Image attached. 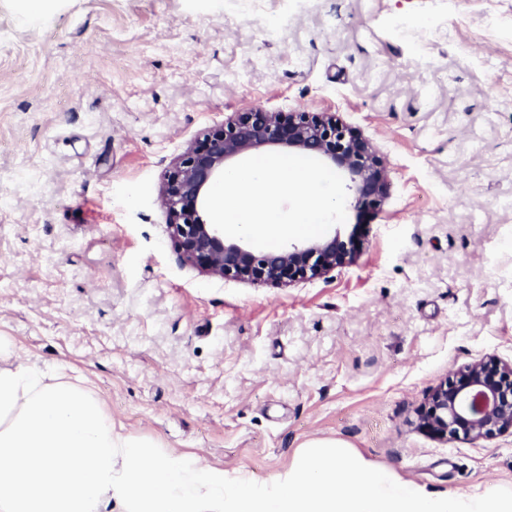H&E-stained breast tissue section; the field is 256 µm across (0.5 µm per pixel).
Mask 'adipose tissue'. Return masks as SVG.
Masks as SVG:
<instances>
[{
    "mask_svg": "<svg viewBox=\"0 0 512 512\" xmlns=\"http://www.w3.org/2000/svg\"><path fill=\"white\" fill-rule=\"evenodd\" d=\"M0 512H512V488L430 491L340 439L257 482L116 429L87 379L0 342Z\"/></svg>",
    "mask_w": 512,
    "mask_h": 512,
    "instance_id": "ef3b65f1",
    "label": "adipose tissue"
}]
</instances>
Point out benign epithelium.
<instances>
[{
    "mask_svg": "<svg viewBox=\"0 0 512 512\" xmlns=\"http://www.w3.org/2000/svg\"><path fill=\"white\" fill-rule=\"evenodd\" d=\"M267 149L319 158L349 181L348 189L366 211L387 197L384 159L368 140L339 128L334 116H285L251 106L191 144L165 176L159 200L181 261L212 277L277 286L351 265L354 252L337 232L257 251L212 225L204 201L217 176L240 157ZM417 416L420 429L439 441H479L512 432V361L480 359L445 377L430 390Z\"/></svg>",
    "mask_w": 512,
    "mask_h": 512,
    "instance_id": "1",
    "label": "benign epithelium"
}]
</instances>
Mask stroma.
Instances as JSON below:
<instances>
[{
	"instance_id": "stroma-1",
	"label": "stroma",
	"mask_w": 512,
	"mask_h": 512,
	"mask_svg": "<svg viewBox=\"0 0 512 512\" xmlns=\"http://www.w3.org/2000/svg\"><path fill=\"white\" fill-rule=\"evenodd\" d=\"M251 105L333 113L384 158L352 265L277 287L180 260L165 173ZM0 339L257 481L337 438L431 490L512 487V434L417 422L446 375L512 359V0H0Z\"/></svg>"
}]
</instances>
